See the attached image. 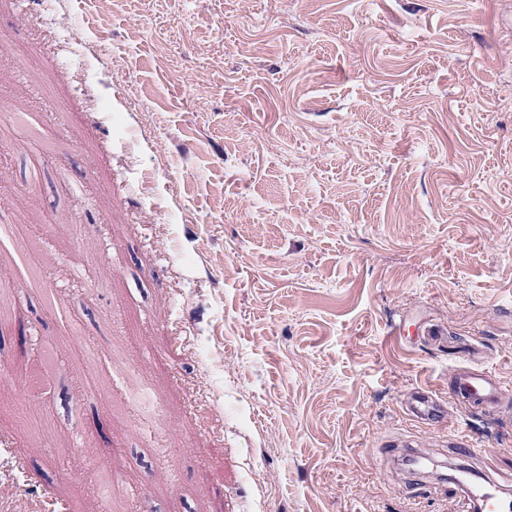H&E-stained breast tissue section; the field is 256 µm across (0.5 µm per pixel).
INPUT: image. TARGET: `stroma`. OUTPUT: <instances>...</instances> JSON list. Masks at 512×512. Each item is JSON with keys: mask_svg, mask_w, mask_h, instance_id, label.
<instances>
[{"mask_svg": "<svg viewBox=\"0 0 512 512\" xmlns=\"http://www.w3.org/2000/svg\"><path fill=\"white\" fill-rule=\"evenodd\" d=\"M16 111L0 512H473L403 401L512 385V0H0ZM511 392V385L496 382L488 372L475 373L465 368L455 372L451 391L453 396L488 411H496L502 399L511 395Z\"/></svg>", "mask_w": 512, "mask_h": 512, "instance_id": "obj_1", "label": "stroma"}]
</instances>
